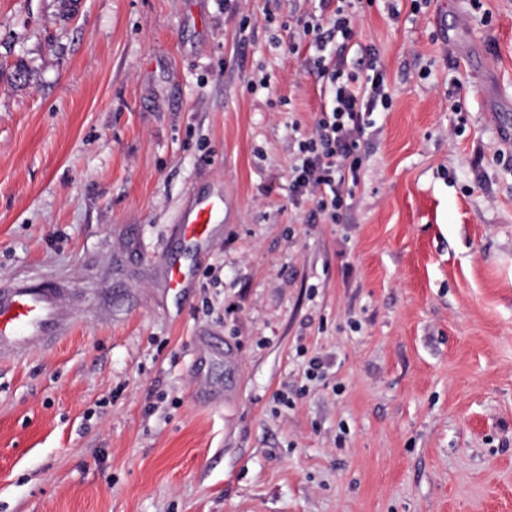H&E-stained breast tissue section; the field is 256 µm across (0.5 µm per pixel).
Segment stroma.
I'll return each mask as SVG.
<instances>
[{"label": "stroma", "mask_w": 512, "mask_h": 512, "mask_svg": "<svg viewBox=\"0 0 512 512\" xmlns=\"http://www.w3.org/2000/svg\"><path fill=\"white\" fill-rule=\"evenodd\" d=\"M319 9L0 0V284L75 315L0 359V512H512V0H353L392 105L334 224ZM224 201L221 198L200 197L186 213L179 225L180 236L187 242L199 244L209 235L212 224L218 219V212Z\"/></svg>", "instance_id": "1"}]
</instances>
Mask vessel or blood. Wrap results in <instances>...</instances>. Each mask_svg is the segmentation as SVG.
I'll list each match as a JSON object with an SVG mask.
<instances>
[{
    "mask_svg": "<svg viewBox=\"0 0 512 512\" xmlns=\"http://www.w3.org/2000/svg\"><path fill=\"white\" fill-rule=\"evenodd\" d=\"M221 205L218 198L196 199L179 226L181 237L194 244L203 242ZM72 320V313L64 308L62 294L56 289L32 282L0 288V357L8 352L19 355L33 346L57 340L66 335Z\"/></svg>",
    "mask_w": 512,
    "mask_h": 512,
    "instance_id": "obj_1",
    "label": "vessel or blood"
}]
</instances>
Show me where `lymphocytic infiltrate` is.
<instances>
[{
  "instance_id": "1",
  "label": "lymphocytic infiltrate",
  "mask_w": 512,
  "mask_h": 512,
  "mask_svg": "<svg viewBox=\"0 0 512 512\" xmlns=\"http://www.w3.org/2000/svg\"><path fill=\"white\" fill-rule=\"evenodd\" d=\"M325 7L302 20L303 39L311 49L306 62L328 90L312 136L299 145L300 156L292 169V191L316 201L317 210L336 222L349 181L357 179L362 165L359 143L365 133L364 116L389 108L392 97L387 77L375 62H368L366 78L348 71L343 54L330 52L328 40L341 35L351 41L354 32L349 0H323Z\"/></svg>"
}]
</instances>
